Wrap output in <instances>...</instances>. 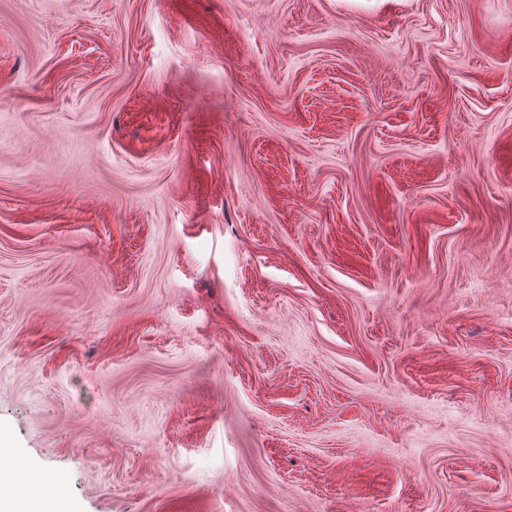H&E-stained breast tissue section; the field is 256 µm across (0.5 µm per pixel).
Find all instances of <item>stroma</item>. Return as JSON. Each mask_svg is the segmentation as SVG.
<instances>
[{
    "mask_svg": "<svg viewBox=\"0 0 512 512\" xmlns=\"http://www.w3.org/2000/svg\"><path fill=\"white\" fill-rule=\"evenodd\" d=\"M0 512H512V0H0Z\"/></svg>",
    "mask_w": 512,
    "mask_h": 512,
    "instance_id": "obj_1",
    "label": "stroma"
}]
</instances>
